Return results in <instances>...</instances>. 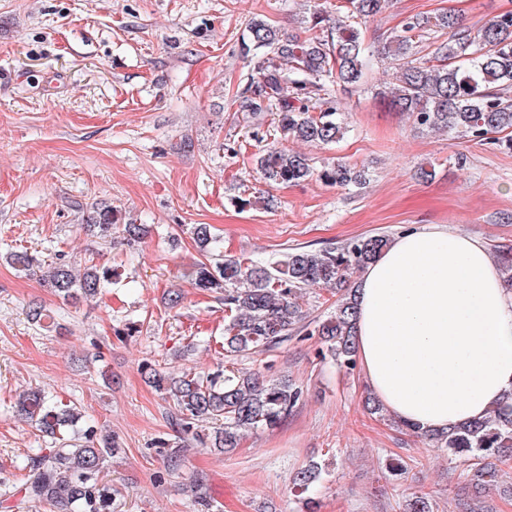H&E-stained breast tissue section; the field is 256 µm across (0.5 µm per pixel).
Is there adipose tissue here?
Masks as SVG:
<instances>
[{
    "label": "adipose tissue",
    "instance_id": "ef3b65f1",
    "mask_svg": "<svg viewBox=\"0 0 512 512\" xmlns=\"http://www.w3.org/2000/svg\"><path fill=\"white\" fill-rule=\"evenodd\" d=\"M355 288L357 358L397 419L442 431L512 391V289L483 240L436 224L401 233Z\"/></svg>",
    "mask_w": 512,
    "mask_h": 512
}]
</instances>
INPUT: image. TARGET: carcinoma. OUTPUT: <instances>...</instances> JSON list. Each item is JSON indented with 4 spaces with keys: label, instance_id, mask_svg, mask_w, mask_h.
<instances>
[{
    "label": "carcinoma",
    "instance_id": "1",
    "mask_svg": "<svg viewBox=\"0 0 512 512\" xmlns=\"http://www.w3.org/2000/svg\"><path fill=\"white\" fill-rule=\"evenodd\" d=\"M336 18L324 10L310 16L312 28L323 36L302 38L286 35L262 18L252 20L240 44V54L251 69L239 96L238 111L253 125L258 136L265 117L274 116L273 137L256 156L258 170L273 184H295L313 175L327 183L360 185L364 172L335 164L314 172L308 157L277 146L278 141L329 145L343 137L347 122L338 111L333 92L350 93L363 78L367 51L361 21L385 9L389 0H338ZM382 51L390 59L394 82L377 92L387 107L404 112L428 130L467 138L481 145L512 149V12L487 20L473 30L458 17L443 12L412 16L400 30L390 33ZM85 222L101 237L123 226L129 241L147 234L143 224L123 221L112 204L95 202L86 210ZM194 236L201 247L219 250L207 224H197ZM385 235L351 239L337 247L318 250L294 248L283 258L253 261L216 258L199 262L182 276L202 293L224 296V358L263 351L300 329L301 301L306 290L322 285L336 290V308L315 324L309 334L319 336L325 351L337 365L353 370L356 358L355 291L353 274L365 268L388 246ZM494 257L504 282L512 287V247H500ZM19 271L33 272L42 263L26 251L11 254ZM112 268L72 263H51L42 275L44 283L64 300L91 299L112 285ZM145 381L171 398L182 430L205 448L229 453L245 433L280 426L299 401L302 391L286 381L266 380L252 371H233L221 366L207 372L159 370L143 367ZM15 412L35 423L55 447L28 459L27 473L8 512H114V492L103 482L105 461L119 452L110 436L97 438L89 426L78 437L75 428L84 414L78 406L39 390L20 396ZM224 420L212 433L199 430L209 420ZM396 426L435 448H448L465 457L462 473L474 498L498 483L502 467L512 468V393L486 418L448 431L418 432ZM321 468L311 463L294 476L298 493L308 492ZM403 512H434L424 494L406 500Z\"/></svg>",
    "mask_w": 512,
    "mask_h": 512
}]
</instances>
